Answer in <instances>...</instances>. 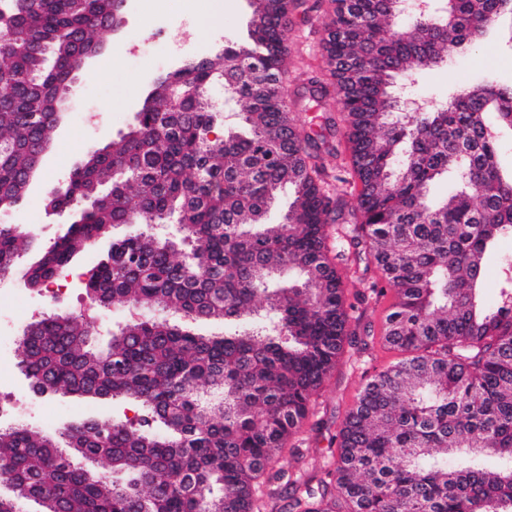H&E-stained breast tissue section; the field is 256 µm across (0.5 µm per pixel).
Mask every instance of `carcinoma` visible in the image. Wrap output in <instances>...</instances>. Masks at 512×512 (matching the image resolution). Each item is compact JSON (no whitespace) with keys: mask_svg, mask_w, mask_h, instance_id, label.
<instances>
[{"mask_svg":"<svg viewBox=\"0 0 512 512\" xmlns=\"http://www.w3.org/2000/svg\"><path fill=\"white\" fill-rule=\"evenodd\" d=\"M248 36L158 78L119 138L88 149L40 204L73 221L41 245L4 220L32 203L83 59L121 14L119 0H0V279L22 253L47 288L92 242L100 308L150 309L118 325L54 312L18 341L30 389L134 402L51 433L0 425V512H512V259L497 302L479 296L489 255L512 235V174L493 112L512 128V82H464L447 104L400 114L394 76L438 67L512 14V0H455L452 18L398 0H336L325 26L330 79L309 101L341 106L343 139L302 124L282 94L291 17L309 0H250ZM242 103L246 132L215 133L218 89ZM346 152L352 194L329 166ZM451 177L447 199L430 185ZM293 201L266 222L282 188ZM160 224L177 233L160 237ZM374 265L396 302L384 343L402 358L371 376L342 419L322 477L279 466L312 399L352 341L333 260ZM199 320L224 335L193 332ZM216 392L217 400L206 395ZM98 312V335L94 337V344L99 349H105L111 338L112 325L120 321L124 316L122 307H112L109 310H100Z\"/></svg>","mask_w":512,"mask_h":512,"instance_id":"obj_1","label":"carcinoma"}]
</instances>
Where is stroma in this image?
I'll return each mask as SVG.
<instances>
[{"instance_id": "1", "label": "stroma", "mask_w": 512, "mask_h": 512, "mask_svg": "<svg viewBox=\"0 0 512 512\" xmlns=\"http://www.w3.org/2000/svg\"><path fill=\"white\" fill-rule=\"evenodd\" d=\"M224 15L212 28L195 27L192 21H177L159 28L157 21L135 16L132 7L122 11L120 27L105 38L106 50L112 55L106 76H99L101 57L88 60L78 73L77 102L85 106L83 117H69L58 131L31 191L42 196L68 175L85 151L104 146L128 131L154 81L177 69L179 61L168 52L171 43L185 41L188 52L200 57L213 56L220 39L242 40L248 33L251 9L248 0H223ZM326 33L322 15L296 16L292 22V65L282 85L284 96L293 103L300 118L311 117L301 96L309 78L322 75L325 61L323 48ZM493 73L501 80L512 81V43L493 35L464 56L448 64L421 71L411 79H398L402 97H410L435 107L447 100L460 83L483 73ZM90 255H80L73 263L68 289L59 297L49 291L26 289L17 279L0 281V403L11 407L14 422L55 430L72 420L111 416L136 419L137 407L78 396H39L31 392L18 366L17 340L24 327L40 315L55 311L76 313L88 304L77 275L90 262ZM393 302L392 293L369 299L360 306L359 328H370L369 347L357 361L341 362L313 399L309 419L297 435L305 460L291 456L280 460L288 470L304 467L319 474L324 457L335 447L336 431L345 412L355 402L365 380L399 358L381 342L383 324Z\"/></svg>"}]
</instances>
